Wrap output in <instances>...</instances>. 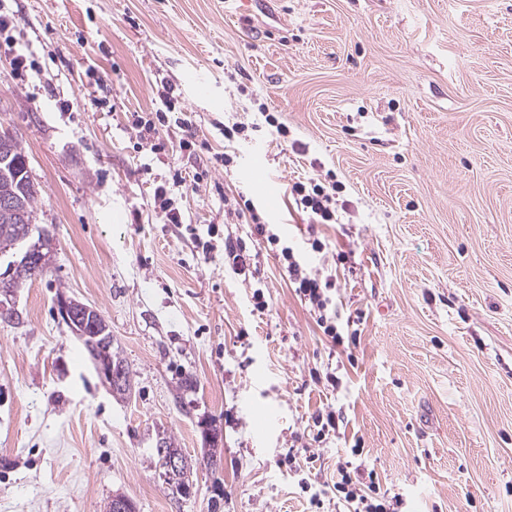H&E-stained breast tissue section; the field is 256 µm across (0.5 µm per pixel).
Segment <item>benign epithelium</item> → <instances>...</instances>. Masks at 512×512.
<instances>
[{
    "instance_id": "benign-epithelium-1",
    "label": "benign epithelium",
    "mask_w": 512,
    "mask_h": 512,
    "mask_svg": "<svg viewBox=\"0 0 512 512\" xmlns=\"http://www.w3.org/2000/svg\"><path fill=\"white\" fill-rule=\"evenodd\" d=\"M0 204L13 209L21 219V224L17 225V241L21 242L28 238L35 223V218L27 213L24 202L19 195H5L0 198ZM52 250V243L49 242L45 249L30 251L25 254V262L34 271L45 270L51 264ZM11 274L12 271L9 268L0 271V294L8 300V303L0 305V315L4 317L10 315L15 319L18 317L19 311L13 304L15 291L9 288ZM57 305L62 320L89 348L94 367L108 384L110 391L117 395L127 394L130 387L126 382L124 369L112 365L109 360L104 358V353L108 350V344L112 342V333L109 331V326L102 315L93 307L74 298L61 297L57 300ZM157 452L161 466L164 469L163 477L170 481L182 469V453L178 448L168 447L163 441L158 443Z\"/></svg>"
}]
</instances>
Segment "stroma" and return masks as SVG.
I'll return each instance as SVG.
<instances>
[{
  "label": "stroma",
  "mask_w": 512,
  "mask_h": 512,
  "mask_svg": "<svg viewBox=\"0 0 512 512\" xmlns=\"http://www.w3.org/2000/svg\"><path fill=\"white\" fill-rule=\"evenodd\" d=\"M0 14V129L29 156L54 242L47 275L17 291L20 322H0V512H105L116 493L137 512H343L328 486L344 462L398 512H512V0H0ZM165 85L192 127L160 128L154 152L130 119ZM235 123L247 134L225 147ZM258 157L270 185L243 176ZM177 170L199 184L172 187ZM311 179L339 185L335 223L297 209L291 187ZM165 184L182 226L154 209ZM247 202L305 272L333 278L343 344ZM211 224L250 272L223 247L195 252ZM62 295L105 318L128 395L97 375ZM329 405L338 429L320 441ZM162 438L198 464L190 497L161 476ZM212 447L220 466L201 462Z\"/></svg>",
  "instance_id": "obj_1"
}]
</instances>
